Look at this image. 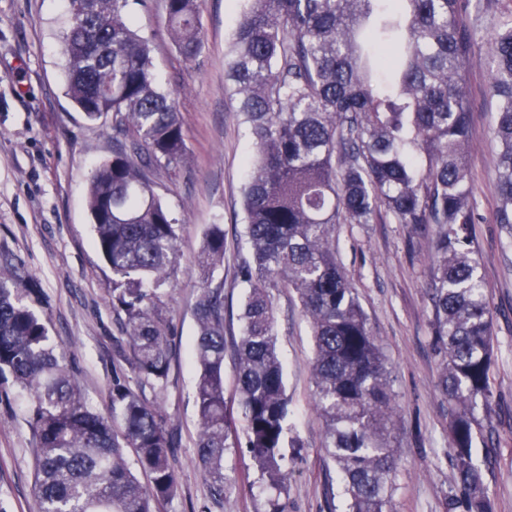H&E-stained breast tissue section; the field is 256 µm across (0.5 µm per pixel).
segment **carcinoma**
<instances>
[{
	"label": "carcinoma",
	"instance_id": "1",
	"mask_svg": "<svg viewBox=\"0 0 512 512\" xmlns=\"http://www.w3.org/2000/svg\"><path fill=\"white\" fill-rule=\"evenodd\" d=\"M247 2L225 71L255 148L244 193L250 259L241 270L247 289L235 353L245 448L270 490L267 512H288L277 288L297 292L310 323L314 403L343 484L344 512H391V371L336 257V225L370 224L382 210L396 224L433 232V336L456 483L464 512H492L473 458L475 429L492 416L494 336L467 182L464 67L474 38L460 26L466 0H399L396 13L378 12L379 0ZM162 4L171 43L185 59L197 57L199 0ZM135 5L147 9L149 0H69L64 67L67 95L84 116H112V160L93 169L87 206L112 271V310L126 338L119 357L140 388L157 391L166 387L173 359L166 286L177 267L178 224L151 173L182 162L187 146L174 103L154 75L150 40L133 28ZM396 55L394 79L373 83L372 71ZM490 88L498 102L496 223L512 230V21L491 40ZM222 267L224 226L212 224L196 273L195 448L219 498L236 489L224 475L235 430L224 401V281L215 279ZM6 374L28 399L36 512H157L173 499V433L158 402L117 380L112 417L92 408L0 252V378ZM126 448L135 449L133 466Z\"/></svg>",
	"mask_w": 512,
	"mask_h": 512
}]
</instances>
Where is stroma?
<instances>
[{"label": "stroma", "mask_w": 512, "mask_h": 512, "mask_svg": "<svg viewBox=\"0 0 512 512\" xmlns=\"http://www.w3.org/2000/svg\"><path fill=\"white\" fill-rule=\"evenodd\" d=\"M242 0H201L202 48L179 55L163 30L162 2L133 8L139 34L151 38L157 80L180 116L187 159L158 167L154 190L179 220L178 266L167 304L173 361L160 406L178 441V492L161 512H265L268 492L245 446L224 453L235 491L214 498L194 447L198 293L195 266L208 227H224V398L237 406L233 348L241 334L248 256L242 190L254 144L237 101L224 87L225 59ZM512 0H480L461 23L476 39L467 58L470 101L468 184L478 271L493 317L492 419L477 430L474 459L493 512H512V244L496 224L495 103L488 87V49ZM68 0H0V248L23 285L37 289L35 311L61 345L71 374L100 413L112 412L114 380H131L119 359L118 324L109 290L112 272L94 240L87 184L95 165L112 158L111 119L86 120L66 95L63 36ZM338 257L356 288L368 327L391 370L396 395L398 465L392 512H461L448 438V400L438 387L441 359L433 344L429 301L432 239L386 214L371 224L336 227ZM278 347L289 399L283 450L288 460V512H342V489L325 452V427L314 407V344L293 289L273 292ZM35 457L25 402L11 380L0 381V512H33Z\"/></svg>", "instance_id": "35a3bbf8"}]
</instances>
